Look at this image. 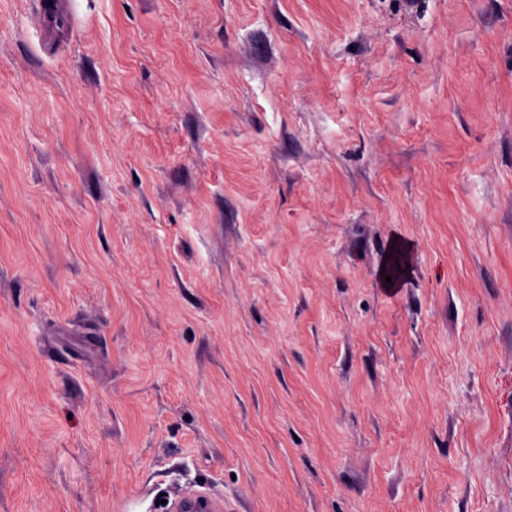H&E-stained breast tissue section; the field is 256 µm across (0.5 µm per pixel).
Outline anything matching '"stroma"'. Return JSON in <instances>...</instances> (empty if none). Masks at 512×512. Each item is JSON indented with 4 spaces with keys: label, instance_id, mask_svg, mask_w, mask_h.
<instances>
[{
    "label": "stroma",
    "instance_id": "stroma-1",
    "mask_svg": "<svg viewBox=\"0 0 512 512\" xmlns=\"http://www.w3.org/2000/svg\"><path fill=\"white\" fill-rule=\"evenodd\" d=\"M44 3L0 0V512H512V0ZM170 512H223L232 511L224 498L207 490L184 491L166 504Z\"/></svg>",
    "mask_w": 512,
    "mask_h": 512
}]
</instances>
